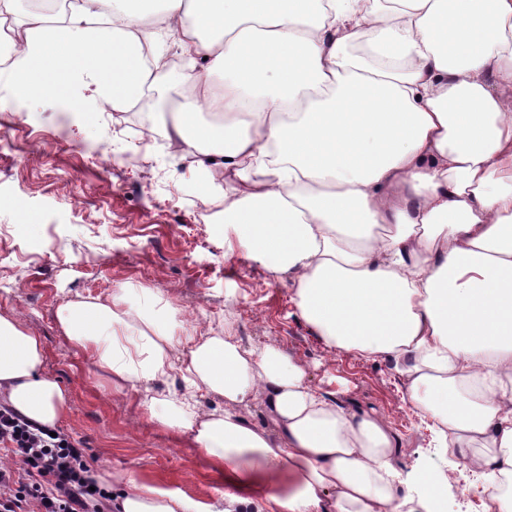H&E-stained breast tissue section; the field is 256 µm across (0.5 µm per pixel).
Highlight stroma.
<instances>
[{"mask_svg": "<svg viewBox=\"0 0 512 512\" xmlns=\"http://www.w3.org/2000/svg\"><path fill=\"white\" fill-rule=\"evenodd\" d=\"M0 100L11 105L0 109V195L18 203L0 209V312L42 336L43 372L71 395L59 429L85 440L90 464L210 505L225 491L191 434L150 420L139 395L116 389L59 329L55 313L64 301L131 283L172 298L189 334L228 328L300 358L313 389L394 431L413 500L424 499L427 487L411 476L424 474L442 490L440 512H461L479 479L435 448L390 364L325 346L298 315L288 283L272 280L260 262L228 248L211 221L198 220L203 201L189 197L185 165L133 129L150 113L89 101L75 107L62 94L34 101L9 81L0 82Z\"/></svg>", "mask_w": 512, "mask_h": 512, "instance_id": "1", "label": "stroma"}]
</instances>
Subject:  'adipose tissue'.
Listing matches in <instances>:
<instances>
[{
  "mask_svg": "<svg viewBox=\"0 0 512 512\" xmlns=\"http://www.w3.org/2000/svg\"><path fill=\"white\" fill-rule=\"evenodd\" d=\"M275 2L70 0L60 24L27 15L10 70L32 97L117 112L189 86L171 145L198 195L221 197L218 229L289 282L326 345L389 360L437 447L512 485V0ZM142 294L67 301L57 323L161 428L192 433L229 487L220 512H405L380 419L315 392L281 348L183 334L172 301ZM44 359L0 313V398L54 430L70 397ZM173 377L182 393L154 390ZM259 388L269 430L238 412ZM89 476L122 484L114 512H211Z\"/></svg>",
  "mask_w": 512,
  "mask_h": 512,
  "instance_id": "ef3b65f1",
  "label": "adipose tissue"
}]
</instances>
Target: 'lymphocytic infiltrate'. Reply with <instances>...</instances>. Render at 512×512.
Here are the masks:
<instances>
[{"instance_id": "lymphocytic-infiltrate-1", "label": "lymphocytic infiltrate", "mask_w": 512, "mask_h": 512, "mask_svg": "<svg viewBox=\"0 0 512 512\" xmlns=\"http://www.w3.org/2000/svg\"><path fill=\"white\" fill-rule=\"evenodd\" d=\"M0 449L16 464L0 467V512H112V491L88 478L83 441L50 435L0 405Z\"/></svg>"}]
</instances>
